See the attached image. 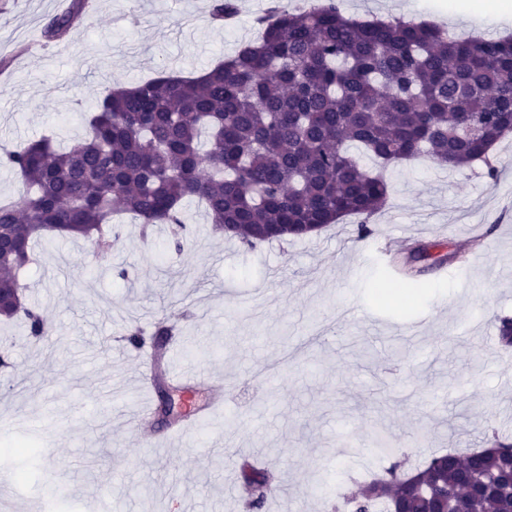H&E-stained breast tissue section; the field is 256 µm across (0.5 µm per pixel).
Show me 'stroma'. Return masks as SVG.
Listing matches in <instances>:
<instances>
[{"instance_id": "1", "label": "stroma", "mask_w": 512, "mask_h": 512, "mask_svg": "<svg viewBox=\"0 0 512 512\" xmlns=\"http://www.w3.org/2000/svg\"><path fill=\"white\" fill-rule=\"evenodd\" d=\"M65 41L41 29L70 0H0V148L84 135L85 116L109 89L167 70L200 74L257 35L268 0H238L227 25L210 0H97ZM460 0H340L349 16L405 17L469 35H512V24L458 14ZM487 166L440 168L424 159L386 173V205L371 216L303 238L248 247L215 232L189 205L182 249L167 225L116 224L111 252L81 239H43L20 275L27 302L51 329L29 343L0 321V351L17 369L0 376V472L11 490L0 512H45L58 472L76 489L71 512H250L238 478L242 458L272 473L261 512H330L353 482L393 461L416 466L433 454L512 441V349L499 318H512V140ZM430 246L422 296L382 306L373 284L391 275L392 254ZM458 253L461 263H439ZM172 327V366L210 373L197 403L223 387L228 417L169 442L152 418L154 447L128 419L154 391L134 384L130 327ZM228 449L212 459L211 436ZM396 448L373 447L374 431ZM35 476L20 480V471Z\"/></svg>"}]
</instances>
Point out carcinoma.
<instances>
[{"label": "carcinoma", "instance_id": "obj_1", "mask_svg": "<svg viewBox=\"0 0 512 512\" xmlns=\"http://www.w3.org/2000/svg\"><path fill=\"white\" fill-rule=\"evenodd\" d=\"M85 0L45 26L49 42L80 18ZM236 0H211L219 22ZM260 35L196 77L172 72L116 87L98 100L88 134L60 150L48 138L3 150L23 192L0 199V317L18 318L28 340L50 328L22 306L19 274L34 240L78 236L97 251L104 228L133 215L172 226L181 250L184 203L205 205L210 223L254 246L302 238L346 216L366 225L389 185L380 169L426 157L440 167L490 165L512 128V38L454 39L404 17L347 16L337 0L292 13L272 0ZM419 285H378L380 303ZM512 444L435 454L417 481L395 478L397 461L335 512H512ZM239 479L259 509L270 475L244 460Z\"/></svg>", "mask_w": 512, "mask_h": 512}]
</instances>
